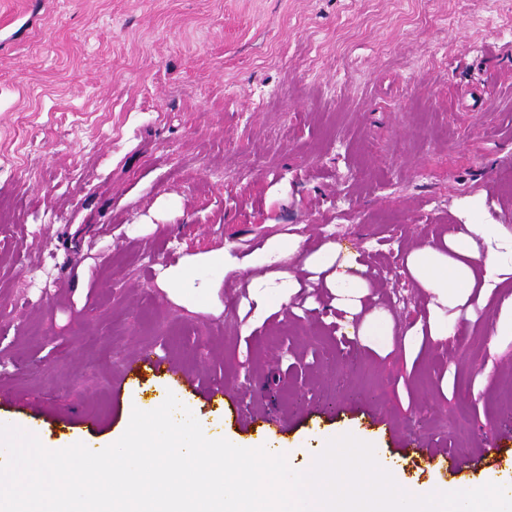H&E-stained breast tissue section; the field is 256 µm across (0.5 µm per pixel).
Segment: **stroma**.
<instances>
[{
	"label": "stroma",
	"mask_w": 512,
	"mask_h": 512,
	"mask_svg": "<svg viewBox=\"0 0 512 512\" xmlns=\"http://www.w3.org/2000/svg\"><path fill=\"white\" fill-rule=\"evenodd\" d=\"M472 221L512 232V0H0V416L107 439L150 351L243 443L418 438L437 455L401 482L485 483L512 422L498 301L455 315L445 351L424 325L343 351L329 289L261 307L250 288L306 281L329 244L410 288L387 277L399 247ZM219 251L234 270H210ZM178 265L193 293L165 281ZM149 372L153 377L165 374L175 385L194 387V382L186 373L170 364L165 359L153 355L150 352L141 353L129 362L118 385L121 387L128 378L137 380L138 384L140 382L145 383V381L148 380Z\"/></svg>",
	"instance_id": "1"
}]
</instances>
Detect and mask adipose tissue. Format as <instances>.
<instances>
[{
  "mask_svg": "<svg viewBox=\"0 0 512 512\" xmlns=\"http://www.w3.org/2000/svg\"><path fill=\"white\" fill-rule=\"evenodd\" d=\"M406 267L431 297L428 326L435 338L448 334L447 313L468 306L473 295L502 289L497 335H512V292L505 290L512 276V234L500 224H462L442 242L412 249ZM326 285L337 308L360 316L359 335L393 345L396 333L390 317L382 311L363 313L361 301L369 293L366 266L353 251L325 249L320 262Z\"/></svg>",
  "mask_w": 512,
  "mask_h": 512,
  "instance_id": "1",
  "label": "adipose tissue"
}]
</instances>
